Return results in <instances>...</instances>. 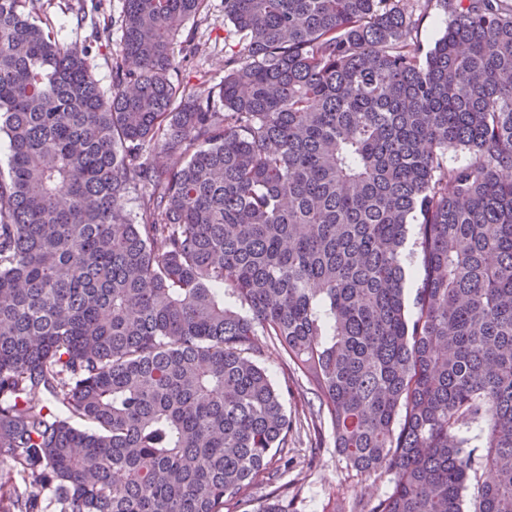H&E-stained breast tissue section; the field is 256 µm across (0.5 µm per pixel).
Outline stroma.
<instances>
[{"instance_id":"35a3bbf8","label":"stroma","mask_w":512,"mask_h":512,"mask_svg":"<svg viewBox=\"0 0 512 512\" xmlns=\"http://www.w3.org/2000/svg\"><path fill=\"white\" fill-rule=\"evenodd\" d=\"M81 5L97 19L107 22V29L99 36H92L90 28L77 26L74 11ZM123 9L124 0H36L35 3L38 18L49 20L59 40L91 46L95 76L105 87L112 81V58L121 49ZM195 26L203 52L184 63L178 78L203 97L224 78L227 35L224 0H210L208 12L196 18ZM259 344L263 349L259 361L271 380L289 387L284 405L288 416L297 421L299 430L289 443L292 468L282 478L259 481L252 490L254 504L280 494L294 497L296 512H361L364 505L390 488L391 476L362 474L347 466L334 448L329 420L316 415L319 400L312 386L294 373L287 354L267 337H260ZM316 438L322 447L314 454L310 443Z\"/></svg>"}]
</instances>
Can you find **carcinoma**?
<instances>
[{
  "mask_svg": "<svg viewBox=\"0 0 512 512\" xmlns=\"http://www.w3.org/2000/svg\"><path fill=\"white\" fill-rule=\"evenodd\" d=\"M208 7L124 0L105 90L0 0V488L243 508L292 463L263 335L347 465L393 475L368 512H512V0H224L238 50L201 99L174 44ZM449 17L442 10L434 8L422 21L421 40L425 45H432L441 36L448 25ZM415 237L414 232H411L408 238V241L405 246V254L408 257L407 265L409 268V276L407 278L405 284V293H406V306L407 313L410 317L414 316L416 309L414 307V297L417 291V288L420 286L421 279L423 276V269L421 265V257L418 251V248L415 246ZM412 253H414L412 255Z\"/></svg>",
  "mask_w": 512,
  "mask_h": 512,
  "instance_id": "carcinoma-1",
  "label": "carcinoma"
}]
</instances>
